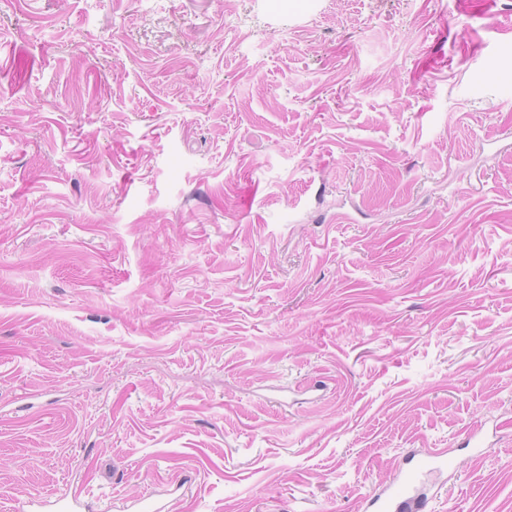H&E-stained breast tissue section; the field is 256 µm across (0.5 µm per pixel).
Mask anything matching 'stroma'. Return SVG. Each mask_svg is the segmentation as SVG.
I'll use <instances>...</instances> for the list:
<instances>
[{
    "label": "stroma",
    "mask_w": 512,
    "mask_h": 512,
    "mask_svg": "<svg viewBox=\"0 0 512 512\" xmlns=\"http://www.w3.org/2000/svg\"><path fill=\"white\" fill-rule=\"evenodd\" d=\"M505 81L512 0H0V512H512ZM451 466V459L443 452L428 453L418 458L413 456L407 470L388 485L371 505L382 512L424 511L426 503L417 485L420 476Z\"/></svg>",
    "instance_id": "obj_1"
}]
</instances>
